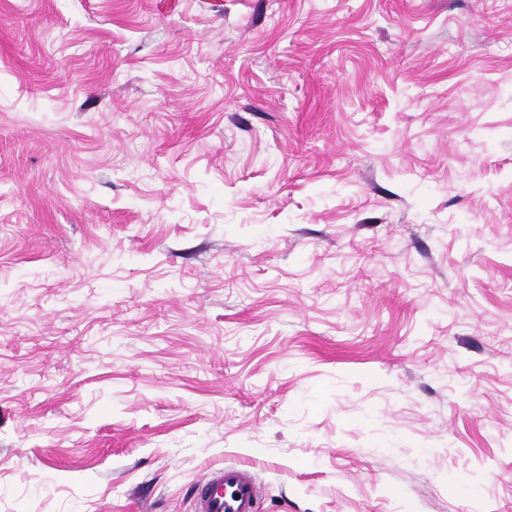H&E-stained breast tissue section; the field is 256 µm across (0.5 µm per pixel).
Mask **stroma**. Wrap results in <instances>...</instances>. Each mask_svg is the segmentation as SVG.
Returning <instances> with one entry per match:
<instances>
[{"label": "stroma", "mask_w": 512, "mask_h": 512, "mask_svg": "<svg viewBox=\"0 0 512 512\" xmlns=\"http://www.w3.org/2000/svg\"><path fill=\"white\" fill-rule=\"evenodd\" d=\"M512 512V0H0V512ZM258 487L246 466L210 470L195 489L196 512H258Z\"/></svg>", "instance_id": "1"}]
</instances>
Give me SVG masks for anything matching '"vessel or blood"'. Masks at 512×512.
<instances>
[{
    "instance_id": "1",
    "label": "vessel or blood",
    "mask_w": 512,
    "mask_h": 512,
    "mask_svg": "<svg viewBox=\"0 0 512 512\" xmlns=\"http://www.w3.org/2000/svg\"><path fill=\"white\" fill-rule=\"evenodd\" d=\"M258 487L248 467L210 470L195 489V512H258Z\"/></svg>"
}]
</instances>
